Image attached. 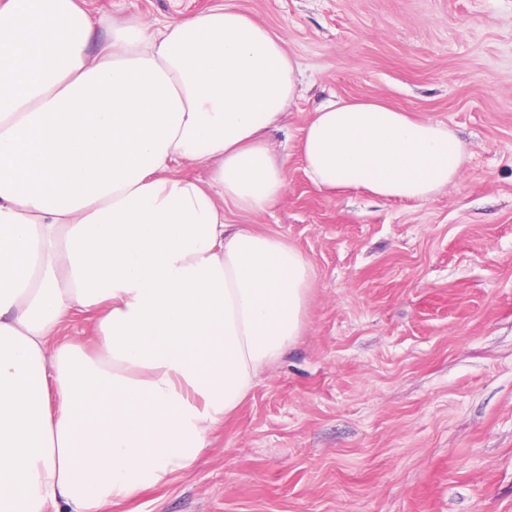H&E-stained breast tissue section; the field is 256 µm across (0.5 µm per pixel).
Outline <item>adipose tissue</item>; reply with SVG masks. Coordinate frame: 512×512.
I'll list each match as a JSON object with an SVG mask.
<instances>
[{"instance_id": "ef3b65f1", "label": "adipose tissue", "mask_w": 512, "mask_h": 512, "mask_svg": "<svg viewBox=\"0 0 512 512\" xmlns=\"http://www.w3.org/2000/svg\"><path fill=\"white\" fill-rule=\"evenodd\" d=\"M92 31L78 0H0V512H103L188 472L301 335L314 277L224 216L286 192L263 139L297 92L283 40L225 0L94 53ZM294 151L322 190L409 201L469 156L445 124L336 99ZM78 314L95 351L59 337Z\"/></svg>"}]
</instances>
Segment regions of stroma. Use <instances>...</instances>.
Returning <instances> with one entry per match:
<instances>
[{"mask_svg": "<svg viewBox=\"0 0 512 512\" xmlns=\"http://www.w3.org/2000/svg\"><path fill=\"white\" fill-rule=\"evenodd\" d=\"M304 79L267 144L322 103L382 99L470 151L423 202L318 189L229 223L284 238L315 277L302 336L193 468L105 512H512V0H232ZM100 23L212 0H81Z\"/></svg>", "mask_w": 512, "mask_h": 512, "instance_id": "stroma-1", "label": "stroma"}]
</instances>
